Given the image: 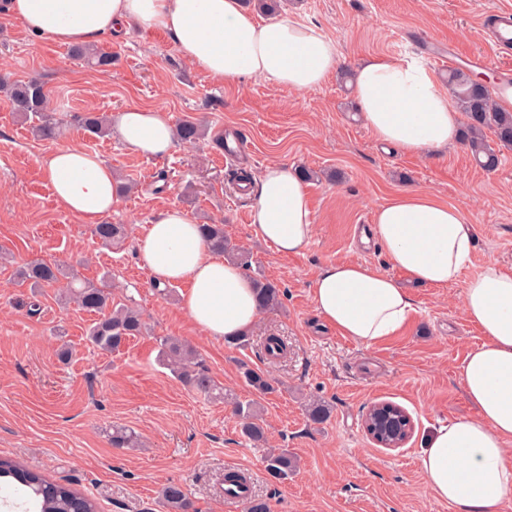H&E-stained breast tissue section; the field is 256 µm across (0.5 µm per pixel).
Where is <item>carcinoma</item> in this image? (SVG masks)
Returning a JSON list of instances; mask_svg holds the SVG:
<instances>
[{"label": "carcinoma", "instance_id": "carcinoma-1", "mask_svg": "<svg viewBox=\"0 0 512 512\" xmlns=\"http://www.w3.org/2000/svg\"><path fill=\"white\" fill-rule=\"evenodd\" d=\"M74 53L97 68L112 66V54L89 49L83 46L74 48ZM448 91L455 99L466 124L462 141L468 146L473 159L482 168L494 170L500 159L486 139V131H491L502 146L512 145V111L501 110L494 104L489 88L474 85L470 74L460 68L448 71ZM0 90L11 107V111L31 121L34 134L42 140L54 141L62 133L61 124L47 114V95L44 87L35 78L26 81L12 80L0 76ZM81 124L92 137H102L108 130V117L87 112L81 117ZM179 140L196 144L207 138L219 150L224 149V133H205L200 122L188 116L175 127ZM200 229L211 247L218 253L228 256L240 264H245L243 256L232 246L224 235L222 224H202ZM92 235L104 244H110L125 235L122 224L100 223L92 228ZM18 276L31 288L29 308L38 309V290L64 278L67 280L65 298L80 308L101 314L89 327L86 339L99 351L112 353L130 338L140 336L147 330L142 314L133 307L115 301L109 288L81 280L71 267L59 262L35 259L22 267ZM262 310H275L282 306L283 292L270 282H255ZM158 360L186 386L210 397L224 398L213 379L198 363V354L188 344L171 337H161L158 343ZM242 376L247 385L260 394L274 390L267 375L248 365L241 366ZM235 412L241 420V432L248 440L260 443L266 440L265 430L258 422V410L254 402L235 403ZM297 467V460L281 450L266 457V469L277 480L288 479ZM10 479L23 487L39 507L38 512H96L91 498L69 485L47 480L40 472L10 457H0V479ZM163 506L167 512H193V505L187 493L179 485H169L162 491Z\"/></svg>", "mask_w": 512, "mask_h": 512}]
</instances>
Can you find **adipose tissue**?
I'll use <instances>...</instances> for the list:
<instances>
[{"label":"adipose tissue","instance_id":"adipose-tissue-1","mask_svg":"<svg viewBox=\"0 0 512 512\" xmlns=\"http://www.w3.org/2000/svg\"><path fill=\"white\" fill-rule=\"evenodd\" d=\"M7 14L30 33L64 45H90L138 29L169 34L180 56L219 83L263 78L306 92L338 65L336 45L291 17L259 20L242 0H6ZM353 91L374 140L399 152L436 155L459 141V114L439 83L419 64L368 58ZM115 132L127 150L161 158L176 146L168 111L132 105L117 114ZM57 205L96 224L118 203L112 168L94 152L62 146L42 161ZM251 228L284 254L303 253L315 226L307 186L284 161L267 164L251 182ZM475 226L454 205L419 190L379 206L361 242L376 240L393 277L367 263L323 265L311 295L318 316L342 336L369 346L397 335L413 302L401 280L441 287L470 262ZM137 254L157 286L185 284L180 307L212 340L248 334L261 311L243 267L215 254L180 207L159 212L137 238ZM463 309L483 340L461 366L460 381L475 417L433 430L420 466L433 495L455 512H498L512 498V275L487 262L466 280Z\"/></svg>","mask_w":512,"mask_h":512}]
</instances>
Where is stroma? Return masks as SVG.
I'll list each match as a JSON object with an SVG mask.
<instances>
[{
    "mask_svg": "<svg viewBox=\"0 0 512 512\" xmlns=\"http://www.w3.org/2000/svg\"><path fill=\"white\" fill-rule=\"evenodd\" d=\"M512 0H289L287 13L332 40L339 69L320 87L297 92L263 79L219 84L191 68L164 32L138 31L101 39L111 70L89 68L69 46L31 35L0 12V74L35 78L48 110L68 124L58 141L35 139L0 100V455L38 468L94 500L97 512H165L161 493L181 485L196 512H246L226 504L224 471L253 475V497L271 512H454L427 487L419 465L427 436L441 423L474 416L460 368L482 341L463 310L465 278L490 260L512 274V148L499 147L488 172L465 145L438 156L383 149L357 119L350 74L361 61L387 55L418 60L435 71L431 54L454 50L455 67L487 76L497 89L499 57L481 21ZM129 105L161 106L173 119L191 116L224 130L241 145L229 159L201 142L177 144L168 156L129 153L115 134L89 137L72 118L107 116ZM98 153L115 176L133 183L108 215L128 228L123 244L107 246L89 225L59 208L41 170L56 146ZM314 171L307 189L316 226L308 249L283 256L250 228L248 195L236 192L233 170L258 173L273 161ZM422 190L456 205L476 226L472 259L463 280L442 286L410 285L414 311L397 336L364 347L318 316L311 284L331 262H361L391 272L377 243L360 230L394 193ZM198 224H220L248 259L247 274L283 291L281 308L263 313L246 345L217 342L194 329L180 309V287L153 288L137 259L136 238L169 205ZM34 259L67 262L87 281L110 278L116 300L138 309L150 330L119 351L103 354L85 333L95 314L61 301L46 287L30 313V290L19 266ZM275 334L288 355L270 362L260 344ZM190 344L224 399L187 387L157 361V340ZM71 360H61L63 345ZM261 369L274 391L261 395L240 377L241 365ZM256 400L266 440L253 444L233 412ZM331 407L312 423L306 405ZM400 406L414 430L404 447L382 448L363 422L376 402ZM138 437L134 448L112 445V430ZM274 448L288 449L298 468L277 481L265 469Z\"/></svg>",
    "mask_w": 512,
    "mask_h": 512,
    "instance_id": "35a3bbf8",
    "label": "stroma"
}]
</instances>
